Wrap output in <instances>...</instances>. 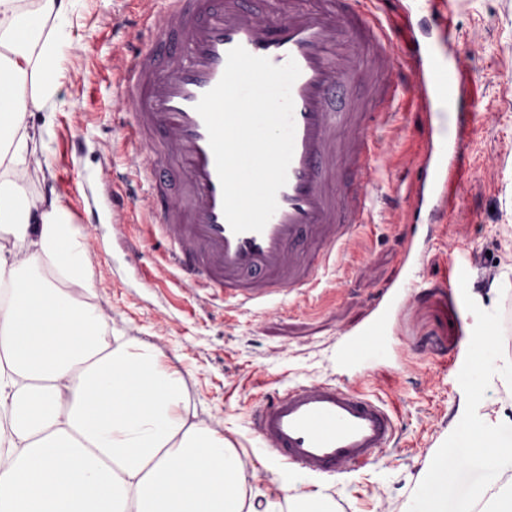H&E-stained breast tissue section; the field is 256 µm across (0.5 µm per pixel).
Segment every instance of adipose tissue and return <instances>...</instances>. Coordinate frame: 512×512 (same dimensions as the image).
I'll return each mask as SVG.
<instances>
[{
    "instance_id": "obj_1",
    "label": "adipose tissue",
    "mask_w": 512,
    "mask_h": 512,
    "mask_svg": "<svg viewBox=\"0 0 512 512\" xmlns=\"http://www.w3.org/2000/svg\"><path fill=\"white\" fill-rule=\"evenodd\" d=\"M73 0H0V512H336L318 497L260 502L223 434L192 421L179 371L148 344L108 335L90 257L60 198L32 201L22 177L43 138L26 114L57 89L49 21ZM476 448L502 475L448 507V453L421 512H512V454L493 425Z\"/></svg>"
}]
</instances>
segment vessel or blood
<instances>
[{"label":"vessel or blood","mask_w":512,"mask_h":512,"mask_svg":"<svg viewBox=\"0 0 512 512\" xmlns=\"http://www.w3.org/2000/svg\"><path fill=\"white\" fill-rule=\"evenodd\" d=\"M165 2L162 13L143 16L155 49L139 52L118 79L130 109L125 137L149 156L131 175L105 169L101 184H124L148 212L162 266L201 304L260 307L306 292L327 265L350 257L360 228L374 220L380 133L410 94L420 106L423 148L402 189L413 203L412 223L445 222L477 118L452 32L414 42L415 67L408 70L388 56L393 25L380 15L379 0H273L264 13L253 0ZM238 45L276 65L295 60L300 69L291 89L294 154L278 207L259 233H236L228 224L208 132L195 109ZM167 165L186 173L179 195L169 194L160 175ZM350 170L356 181L348 180ZM124 199H112V231L122 239L130 224ZM401 253L415 268L428 248L411 234ZM406 296L403 282L379 294L374 318L345 344L348 361L376 359L388 316ZM250 419L268 456L325 479L366 466L396 434L383 402L337 379L285 385L260 400Z\"/></svg>","instance_id":"vessel-or-blood-1"}]
</instances>
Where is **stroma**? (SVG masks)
Returning a JSON list of instances; mask_svg holds the SVG:
<instances>
[{"label": "stroma", "instance_id": "1", "mask_svg": "<svg viewBox=\"0 0 512 512\" xmlns=\"http://www.w3.org/2000/svg\"><path fill=\"white\" fill-rule=\"evenodd\" d=\"M140 0H74L60 23V85L52 104L29 112L43 130L45 153L29 161V192L62 196L80 211L86 184L105 166L133 167L126 142L128 106L117 73L151 42ZM451 21L472 97L481 102L464 182L451 222L434 232L419 288L389 317L387 343L370 366L348 362L347 331L370 318L372 301L402 274L398 241L405 200L377 202L354 253L328 268L309 295H285L266 310L198 305L166 279L145 287L138 260L112 234L107 206L78 228L92 264L90 300L115 331L157 348L182 373L198 422L224 434L240 457L247 484L262 498L319 493L336 512H416L433 457L446 448L472 451L477 419L490 416L500 445H512V0H444L413 8L411 21ZM400 128L383 161L381 181L393 192L422 149L421 115L403 102ZM452 269L454 287L440 285ZM489 339L466 346L469 336ZM365 377V391L384 399L399 432L375 461L336 479L293 471L257 445L249 409L291 381Z\"/></svg>", "mask_w": 512, "mask_h": 512}]
</instances>
